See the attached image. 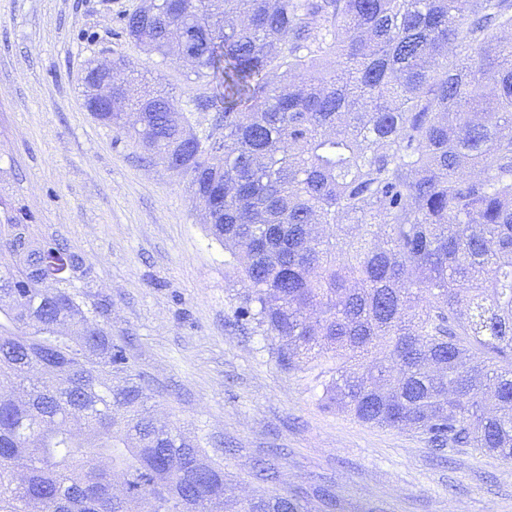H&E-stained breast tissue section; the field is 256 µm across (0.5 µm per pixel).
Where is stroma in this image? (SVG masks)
I'll list each match as a JSON object with an SVG mask.
<instances>
[{"label": "stroma", "instance_id": "stroma-1", "mask_svg": "<svg viewBox=\"0 0 512 512\" xmlns=\"http://www.w3.org/2000/svg\"><path fill=\"white\" fill-rule=\"evenodd\" d=\"M141 0H0V197L48 224L98 272L114 341L157 403L161 423L224 442L239 496L274 458L277 488L336 497L335 512H512V466L435 448L408 429L362 425L325 407L308 363L284 369L272 339L231 328L243 287L209 234L188 177L83 105L88 61L125 59L184 111L209 89L186 64L129 40Z\"/></svg>", "mask_w": 512, "mask_h": 512}]
</instances>
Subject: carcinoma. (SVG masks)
Returning <instances> with one entry per match:
<instances>
[{
    "label": "carcinoma",
    "instance_id": "carcinoma-1",
    "mask_svg": "<svg viewBox=\"0 0 512 512\" xmlns=\"http://www.w3.org/2000/svg\"><path fill=\"white\" fill-rule=\"evenodd\" d=\"M122 19L211 92L89 104L189 177L236 318L322 400L512 466V0H156ZM222 116L224 136L198 131ZM95 266L0 199V512H313L240 500L157 425Z\"/></svg>",
    "mask_w": 512,
    "mask_h": 512
}]
</instances>
